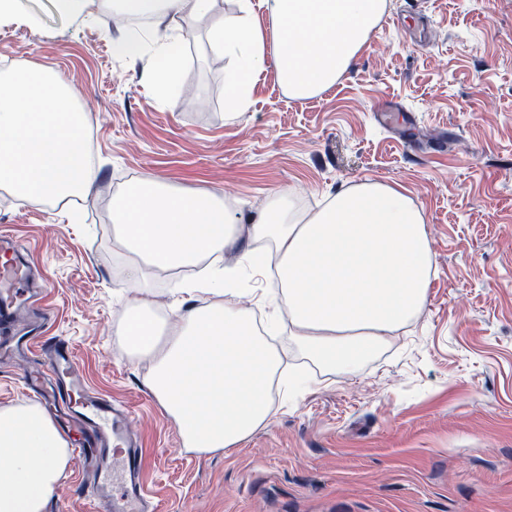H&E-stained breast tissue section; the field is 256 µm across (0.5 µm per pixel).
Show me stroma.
<instances>
[{
	"mask_svg": "<svg viewBox=\"0 0 512 512\" xmlns=\"http://www.w3.org/2000/svg\"><path fill=\"white\" fill-rule=\"evenodd\" d=\"M207 20L183 42L177 88L161 99L151 56L122 57L108 0L85 17L51 0H19L0 25V70L40 68L74 88L91 116L93 189L73 203H25L0 188V232L27 250L46 290V336L71 343L88 390L134 416L147 484L162 512H512V0H386L354 65L306 99L274 63L253 78V105L224 114V57ZM401 102L411 130L451 147L406 142L374 118ZM150 179L237 205L250 224L271 191L316 209L363 181L402 188L426 219L435 275L421 316L351 375L328 373L288 335L270 344L311 385L282 389L271 421L224 452L183 450L155 399L147 358L114 329L119 296L135 298L113 242L112 199ZM161 274L158 316L200 304ZM33 351L0 364V408L23 403ZM70 459L45 512H91Z\"/></svg>",
	"mask_w": 512,
	"mask_h": 512,
	"instance_id": "obj_1",
	"label": "stroma"
}]
</instances>
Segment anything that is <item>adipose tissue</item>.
Masks as SVG:
<instances>
[{"mask_svg":"<svg viewBox=\"0 0 512 512\" xmlns=\"http://www.w3.org/2000/svg\"><path fill=\"white\" fill-rule=\"evenodd\" d=\"M218 0H117L127 18L168 16L184 24L210 15ZM232 14L209 26L210 48L223 54L225 109L236 118L251 106V77L274 60L297 99L331 87L366 47L385 0H234ZM266 20L258 22L255 6ZM181 34L147 41L129 29L118 54L153 52L150 79L160 96L178 82ZM115 245L132 255L127 301L116 334L128 353L152 361L151 388L176 422L186 448L228 451L273 415L270 389L282 364L239 302V271L275 268L271 322L316 364L357 371L373 350L418 318L433 276L432 240L424 215L391 185L365 181L336 192L318 210L271 192L265 208L240 231L236 212L168 185L145 181L112 201ZM247 236L238 268L212 267L208 298L172 322L140 295L158 272L197 264ZM70 444L35 403L0 410V512H45L67 468Z\"/></svg>","mask_w":512,"mask_h":512,"instance_id":"adipose-tissue-1","label":"adipose tissue"}]
</instances>
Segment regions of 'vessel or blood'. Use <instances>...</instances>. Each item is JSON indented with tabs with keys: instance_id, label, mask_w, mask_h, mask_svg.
I'll list each match as a JSON object with an SVG mask.
<instances>
[{
	"instance_id": "b4317fda",
	"label": "vessel or blood",
	"mask_w": 512,
	"mask_h": 512,
	"mask_svg": "<svg viewBox=\"0 0 512 512\" xmlns=\"http://www.w3.org/2000/svg\"><path fill=\"white\" fill-rule=\"evenodd\" d=\"M31 272L20 249L0 235V326L12 325L20 287ZM57 382L55 401L78 421L82 442L74 448L87 473L82 492L94 512H159L160 500L145 483L138 443L128 429V415L112 399L86 387L68 340L43 337L39 342Z\"/></svg>"
}]
</instances>
